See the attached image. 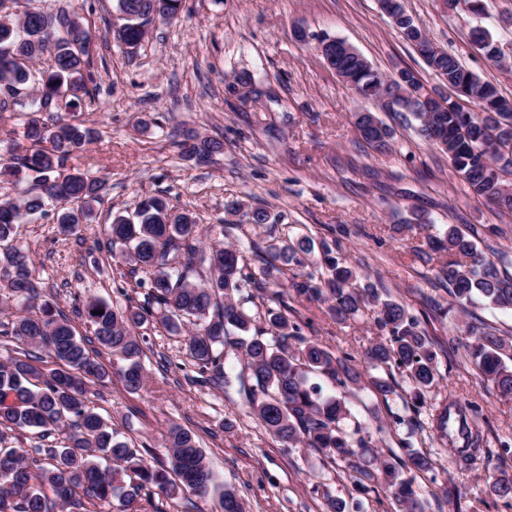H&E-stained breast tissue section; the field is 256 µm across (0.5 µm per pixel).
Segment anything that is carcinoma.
Instances as JSON below:
<instances>
[{
	"label": "carcinoma",
	"mask_w": 512,
	"mask_h": 512,
	"mask_svg": "<svg viewBox=\"0 0 512 512\" xmlns=\"http://www.w3.org/2000/svg\"><path fill=\"white\" fill-rule=\"evenodd\" d=\"M184 0H116L123 24L118 40L135 51L147 27L155 20H172ZM405 40L425 64L460 97L474 105L495 108L475 112L443 98L434 112L410 111L420 135L448 155V163L473 195L512 214V191L504 175H512V100L497 83L466 69L448 52L406 34ZM471 41L489 52L490 32L471 31ZM52 54L46 69L35 67L45 53ZM93 41L85 17L64 6L50 11L37 0H0V113L19 116L25 144L10 147L9 161L0 165V181L19 185L16 195L0 198V246L8 266L0 272V309L10 301L32 303L39 298L28 252L14 245L16 229L54 211L66 236L77 235L91 224L95 207L108 195L107 182L87 170H69L70 155L92 142L95 129L82 118L85 101H94L96 84L91 69ZM330 67L350 80L359 96L389 106L391 94L385 77L367 58L339 50L329 55ZM355 127L373 150H391L392 132L373 112L355 113ZM183 155L206 163L224 151L218 138L187 134L178 142ZM226 213L239 224H267L264 208L227 205ZM482 231L448 226L440 247L452 256L440 268L439 279L450 285L460 305L484 302L512 311V274L501 268L481 246ZM320 248L321 257L309 256ZM105 250L119 264L120 278L135 280L146 290L144 303L114 308L101 298H89L75 309L77 317L93 328L97 343L125 361L121 381L129 393L141 391L147 381L143 347L135 329L159 321L177 332L193 326L187 338L188 356L198 372L217 383H230L225 363L243 358L236 375L251 414L285 449L313 451L328 463L354 474L357 485L383 483L392 491L400 512H421L412 481L413 472L434 469L430 457L418 452L398 462L374 450L371 441L348 431L352 418L347 396L361 388L368 376L374 393L385 398L394 392L389 379L374 372L397 370L411 384L415 403L421 405L439 379L438 352L433 339L404 305L381 297L375 288L356 283L353 270L333 256L326 241L309 237L271 243L261 251V267L246 270L243 256L232 245L202 246L200 224L193 213L168 197L148 195L130 216L113 215ZM293 274L283 285L284 269ZM307 300L328 303L330 314L345 322L365 307H375V323L385 333L363 354L365 370L355 357L335 355L302 333L293 317L282 313L288 292ZM260 295L267 302L266 326L244 307ZM466 345L483 377L499 393L512 397V341L470 326ZM0 335L17 343L14 356L0 360V430L41 436L61 428L72 429L67 446L16 448L0 437V512H52L84 495L91 500L118 502L119 512H160L153 499L189 493L200 499L217 497L218 512H245L242 499L231 489L218 490L206 457L195 436L179 427L166 439L169 466L154 467L122 439V432L86 404L87 381H104L109 372L90 354L70 318L50 301L35 315L0 322ZM55 367L39 366L43 356ZM436 426L467 465L479 450L480 434L471 422L477 406L453 401L435 409ZM490 489L512 500V475L490 476Z\"/></svg>",
	"instance_id": "1"
}]
</instances>
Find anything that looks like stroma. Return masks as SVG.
<instances>
[{"label": "stroma", "instance_id": "1", "mask_svg": "<svg viewBox=\"0 0 512 512\" xmlns=\"http://www.w3.org/2000/svg\"><path fill=\"white\" fill-rule=\"evenodd\" d=\"M45 2L87 17L97 92L83 117L97 136L68 165L91 170L110 190L96 223L84 225L79 235L63 237L49 217L21 225L17 243L30 253L41 299L69 314L89 296L121 309L141 304L142 290L118 294L113 261L101 244L111 213L133 212L147 193L168 195L195 212L206 243L234 245L254 270L259 262L248 253L251 244L301 236L335 242L360 273V285L404 304L439 353V384L419 412H412L410 385L399 374L389 399L368 388L352 395L357 422L377 449L400 456L412 449L433 459L432 471L414 477L422 512H512L489 486L493 473L512 471V456L500 448L512 442V399L484 380L457 343L472 324L512 338V312L453 304L447 284L437 278L448 254L430 246L448 225H493L499 232L489 244L512 258V215L474 196L446 154L420 136L413 117L381 111L377 102L358 96L316 51L315 37L341 38L380 73L407 67L428 88L448 94L377 0H185L178 18L152 24L132 53L113 36V0ZM402 2L438 47L496 81L512 99V72L470 42L471 29L485 27L512 59V0H486L482 15L465 0L448 11L438 0ZM298 26L309 41L296 40ZM363 108L392 128L390 154L374 153L360 138L354 114ZM189 131L222 139L223 154L206 164L182 157L176 142ZM231 201L266 208L277 221L224 233ZM416 211L427 224L410 223ZM288 312L305 321V336L338 355L362 356L379 338L369 308L344 323L320 300L290 299ZM139 333L145 338V388L127 392L119 376L122 361L101 347L95 358L110 377L89 382L88 398L151 465L168 464L163 442L181 427L194 434L218 483L234 490L247 512H328L331 497L345 503V512H398L384 486L358 491L344 468L304 450H283L237 387L201 378L183 336L152 323ZM453 400L479 406L476 425L486 441L464 468L430 420L433 406ZM451 486L456 492L450 496Z\"/></svg>", "mask_w": 512, "mask_h": 512}]
</instances>
